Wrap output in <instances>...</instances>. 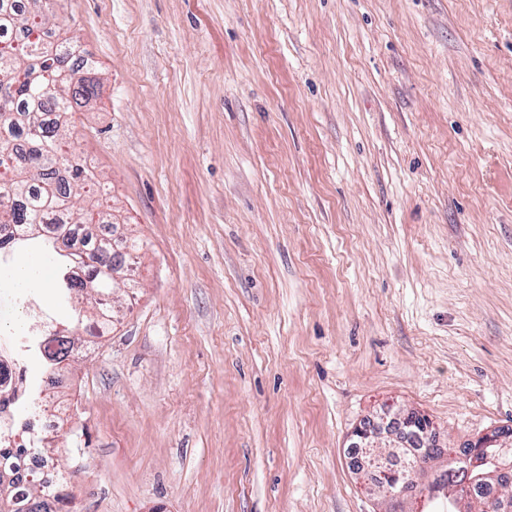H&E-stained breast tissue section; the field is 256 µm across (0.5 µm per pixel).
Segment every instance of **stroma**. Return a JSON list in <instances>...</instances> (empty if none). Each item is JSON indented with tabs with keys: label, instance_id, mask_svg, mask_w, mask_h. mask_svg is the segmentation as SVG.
Masks as SVG:
<instances>
[{
	"label": "stroma",
	"instance_id": "obj_1",
	"mask_svg": "<svg viewBox=\"0 0 512 512\" xmlns=\"http://www.w3.org/2000/svg\"><path fill=\"white\" fill-rule=\"evenodd\" d=\"M98 64L70 142L141 242L101 337L26 390L69 512H391L385 409L512 428V0H53ZM427 419V416L419 411L399 409L394 413V417L390 419V424L394 425V430H391L390 427L383 426V424L368 427L360 425L351 433L353 442L350 447L364 448L365 452L372 456V459H376L382 464H388L389 461H391V456H399L407 453L404 448H409L410 446L406 442V439L409 438L410 435L417 433L414 430L415 425H424ZM383 434L385 435L382 436ZM382 438H384V443L387 448H394L390 450V457H388V454L384 455L378 451V448L383 447V444L380 442Z\"/></svg>",
	"mask_w": 512,
	"mask_h": 512
}]
</instances>
